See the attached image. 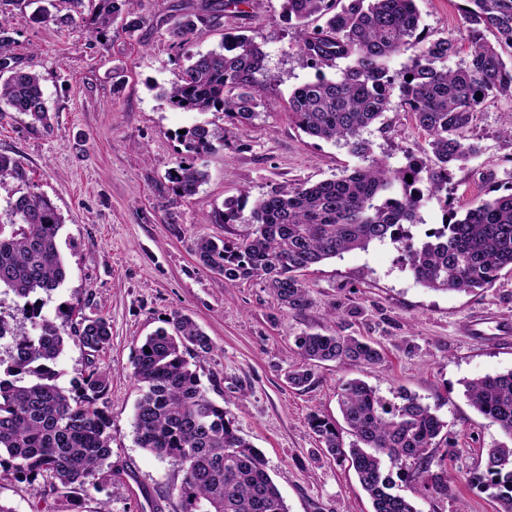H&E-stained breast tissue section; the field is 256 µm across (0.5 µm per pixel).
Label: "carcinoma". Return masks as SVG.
<instances>
[{"label": "carcinoma", "mask_w": 512, "mask_h": 512, "mask_svg": "<svg viewBox=\"0 0 512 512\" xmlns=\"http://www.w3.org/2000/svg\"><path fill=\"white\" fill-rule=\"evenodd\" d=\"M38 4L41 22L68 23L52 13L54 0ZM85 23L89 41L100 43L112 25L133 34L145 19L137 0H92ZM246 0H198L183 20L168 30L187 64L170 83L167 100L186 112L224 113L232 128L197 123L185 132L181 159L168 175L173 189L191 195L206 173L194 160L253 123L267 84L274 80L266 54L254 38L238 35L221 50L192 52L191 45L208 23L210 12H236ZM287 20L297 22L294 44L315 68L347 61L338 78L318 74L288 98L292 122L306 134L343 141L366 161L336 179L312 185L284 184L247 207L248 199L225 203L224 223L251 225L243 238H197L195 256L210 272L234 284L259 277L277 304L292 311L308 306L300 273L325 259L365 249L387 239L401 244V259L426 287L469 293L492 285L504 268L512 270V182L497 183L464 213L455 205L453 169L480 152L469 131L486 101L512 97V62L484 39L492 30L498 45L512 48V0H465L468 61L455 69L436 63L460 52L452 37L429 38L420 30L414 0H282ZM323 23L309 28V19ZM8 20L0 17V103L35 120H49L42 77L19 67ZM418 52L411 64L393 71L388 60L407 47ZM399 88V107L428 138L433 159L411 157L391 168L370 158L371 143L362 131L389 111L391 90ZM412 177L407 181L406 177ZM21 164L0 154V185L21 180ZM441 206L443 223L414 240L411 228L422 224L421 209ZM17 218L0 224V288L32 305L30 297L64 283L68 269L57 238L63 220L50 200L35 192L8 199ZM40 332L13 336L8 360L0 359V452L11 467L43 476L69 498L75 489L97 487L103 472L115 475L110 419L96 401L109 388V372L92 368L79 389L56 383L53 365L68 342L95 358L112 342V326L103 316H81L70 330L32 313ZM148 336L139 348L134 377L140 397L133 429L139 447L170 460L183 473L178 488L182 512H288L266 469L262 452L244 438L224 407L212 401L186 356L211 353V339L178 312ZM303 363L289 371L288 383L308 387L314 367L323 362L372 366L380 351L355 336L304 333L296 338ZM469 404L499 424L512 440V370L465 385ZM343 419L355 437L343 443L336 424L313 414L310 425L326 451L348 464L369 496L373 512H418L414 503L392 492V470L418 463L413 480L424 492L444 488L442 477L425 465L430 449L449 447L441 436L448 424L414 396L391 403L364 382L352 379L337 393ZM469 483L495 490L501 512H512V444L486 449L483 469L462 474Z\"/></svg>", "instance_id": "cac0c4a2"}]
</instances>
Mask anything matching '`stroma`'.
<instances>
[{
	"label": "stroma",
	"instance_id": "stroma-1",
	"mask_svg": "<svg viewBox=\"0 0 512 512\" xmlns=\"http://www.w3.org/2000/svg\"><path fill=\"white\" fill-rule=\"evenodd\" d=\"M186 2L138 0L145 24L131 36L113 26L99 44L88 41L82 23L34 22L25 0L5 7L14 54L20 66L41 74L50 120L0 111V154L18 159L25 174L0 186V224L11 220L13 193L49 199L64 219L58 245L68 277L37 295L41 315L59 325L71 312L102 315L112 325L105 354L92 361L71 344L54 365L68 390L79 387L90 365L110 376L97 405L111 421L112 465L121 478L72 493V512H181V472L139 448L132 428L138 350L176 312L211 338L213 351L196 362L201 381L261 449L289 512H371L354 471L324 452L309 425L314 413L340 420L336 392L353 378L391 402L416 396L457 441L450 451L435 449L429 464L430 473L447 475L445 491L421 495L415 483L400 479L397 493L412 498L418 512H496L488 492L458 478L503 439L498 424L468 404L464 384L512 370V271L471 293L433 291L402 264L397 243L374 242L310 268V305L288 311L261 280L230 285L205 270L194 255L199 236L239 238L249 231L248 224L225 223V202L333 179L362 161L346 145L309 137L291 121L288 97L315 70L295 52L296 25L283 17L280 0H249L240 13L214 14L192 49H220L228 33L254 37L275 81L252 126L200 159L207 178L196 193L174 192L168 174L185 154L181 131L201 121L225 123L220 112L173 109L163 95L184 63L167 26L181 19ZM460 4L415 0L421 28L434 38L465 39ZM511 124L510 99L497 98L480 112L473 136L481 151L454 172L458 208L512 172V139L503 134ZM363 136L374 158L396 167L407 155L430 152L426 135L395 105ZM475 323L482 335H467ZM329 330L373 343L381 362H326L308 387L293 388L287 375L301 362L297 336ZM40 488L32 495L24 476L0 466V503L14 512H53L58 492L47 482Z\"/></svg>",
	"mask_w": 512,
	"mask_h": 512
}]
</instances>
